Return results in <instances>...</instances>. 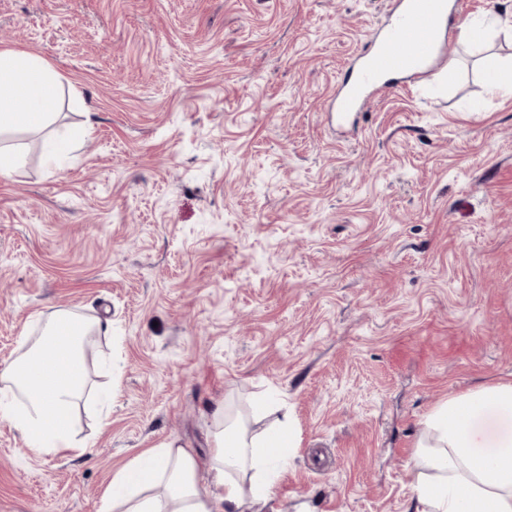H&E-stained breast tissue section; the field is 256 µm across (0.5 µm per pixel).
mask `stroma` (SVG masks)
Wrapping results in <instances>:
<instances>
[{"instance_id":"obj_1","label":"stroma","mask_w":512,"mask_h":512,"mask_svg":"<svg viewBox=\"0 0 512 512\" xmlns=\"http://www.w3.org/2000/svg\"><path fill=\"white\" fill-rule=\"evenodd\" d=\"M387 0H0V49L62 77L56 167L0 178V363L60 308L92 459L0 417V512H100L113 472L263 391L296 441L242 512H413L448 398L512 382V96L459 41L433 75L323 121Z\"/></svg>"}]
</instances>
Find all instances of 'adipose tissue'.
I'll list each match as a JSON object with an SVG mask.
<instances>
[{
	"instance_id": "1",
	"label": "adipose tissue",
	"mask_w": 512,
	"mask_h": 512,
	"mask_svg": "<svg viewBox=\"0 0 512 512\" xmlns=\"http://www.w3.org/2000/svg\"><path fill=\"white\" fill-rule=\"evenodd\" d=\"M61 90L60 75L41 56L0 50V177L22 163L8 136L48 129ZM104 330L59 310L40 335L23 338L14 359L0 364V416L21 431L32 453L93 454V442L75 432L74 412L89 385L85 344ZM425 426L416 512H512V383L452 397ZM292 443L288 418L251 433L218 406L208 461L173 441L147 449L113 473L102 512H241L244 495L269 498Z\"/></svg>"
}]
</instances>
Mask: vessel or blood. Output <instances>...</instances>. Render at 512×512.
Listing matches in <instances>:
<instances>
[{
  "instance_id": "b4317fda",
  "label": "vessel or blood",
  "mask_w": 512,
  "mask_h": 512,
  "mask_svg": "<svg viewBox=\"0 0 512 512\" xmlns=\"http://www.w3.org/2000/svg\"><path fill=\"white\" fill-rule=\"evenodd\" d=\"M459 15V0H389L375 40L359 55L357 80H343L336 91L337 112L357 111L366 91L433 71Z\"/></svg>"
}]
</instances>
